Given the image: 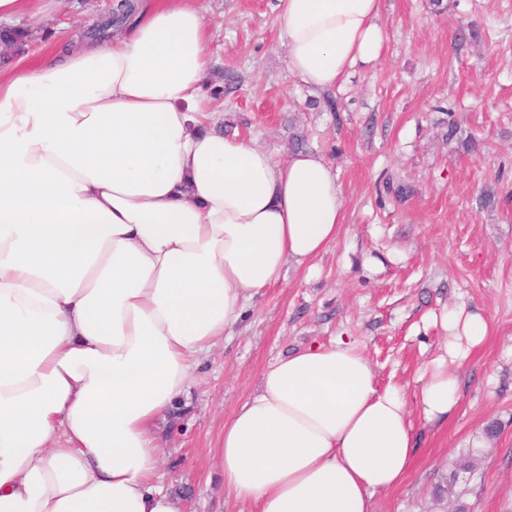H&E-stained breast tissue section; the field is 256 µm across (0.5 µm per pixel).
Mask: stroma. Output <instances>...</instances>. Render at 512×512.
Listing matches in <instances>:
<instances>
[{"instance_id": "1", "label": "stroma", "mask_w": 512, "mask_h": 512, "mask_svg": "<svg viewBox=\"0 0 512 512\" xmlns=\"http://www.w3.org/2000/svg\"><path fill=\"white\" fill-rule=\"evenodd\" d=\"M114 0H43L25 57L79 47ZM276 0H202L213 58L242 78L214 100L224 129L278 158L294 136L332 166L345 211L335 242L312 267L287 265L200 363L186 396L160 424L166 488L184 512H251L230 497L212 452L225 422L275 359L346 338L379 387L414 401L424 364L445 352L441 313L480 310L485 341L458 361L460 399L446 424H417L402 486L373 512H512V0H382L381 56L334 91L335 112L288 71ZM458 124L449 133V121ZM411 189L387 194L388 180ZM497 202L480 207L482 189ZM495 437H487L488 425Z\"/></svg>"}]
</instances>
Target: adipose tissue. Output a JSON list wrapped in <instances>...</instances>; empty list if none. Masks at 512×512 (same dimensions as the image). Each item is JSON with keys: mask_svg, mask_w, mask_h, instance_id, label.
Masks as SVG:
<instances>
[{"mask_svg": "<svg viewBox=\"0 0 512 512\" xmlns=\"http://www.w3.org/2000/svg\"><path fill=\"white\" fill-rule=\"evenodd\" d=\"M288 69L318 93L376 60L381 0H277ZM198 0H154L108 45L0 68V512H183L158 423L195 369L345 221L320 153L279 159L207 112ZM414 402L351 341L277 359L224 425V487L257 512H372L441 423L487 319L445 310Z\"/></svg>", "mask_w": 512, "mask_h": 512, "instance_id": "ef3b65f1", "label": "adipose tissue"}]
</instances>
